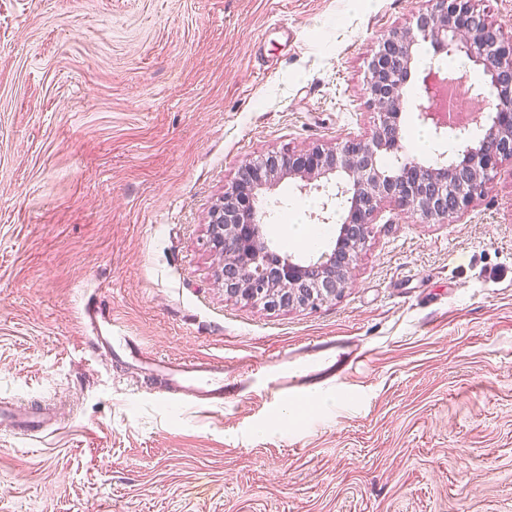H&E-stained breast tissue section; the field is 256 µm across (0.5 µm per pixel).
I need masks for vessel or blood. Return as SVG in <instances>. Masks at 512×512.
<instances>
[{
	"instance_id": "1",
	"label": "vessel or blood",
	"mask_w": 512,
	"mask_h": 512,
	"mask_svg": "<svg viewBox=\"0 0 512 512\" xmlns=\"http://www.w3.org/2000/svg\"><path fill=\"white\" fill-rule=\"evenodd\" d=\"M87 316L91 326L90 343L97 353L108 358L121 357L139 366L148 375L159 377V390L177 401L220 407L226 398L235 393V385L224 381L222 362L168 363L143 349L131 337L114 334L109 314L96 309L88 311ZM302 378L298 364L291 359L281 362L276 369L273 385L278 389L288 385L294 387ZM62 419V414L47 401L21 402L0 398V433L34 440Z\"/></svg>"
}]
</instances>
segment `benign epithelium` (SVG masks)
I'll return each instance as SVG.
<instances>
[{
    "label": "benign epithelium",
    "instance_id": "benign-epithelium-1",
    "mask_svg": "<svg viewBox=\"0 0 512 512\" xmlns=\"http://www.w3.org/2000/svg\"><path fill=\"white\" fill-rule=\"evenodd\" d=\"M429 41L435 55L454 47L483 67L486 81L478 97L493 104L489 113H473L465 122L443 120L439 103L445 86L435 64L424 70L413 112L431 123L435 138L461 144L457 160L440 153L432 163L401 156L404 87L411 73L413 47ZM365 93L379 114L368 135H353L336 149L317 144L293 152L272 153L238 170L224 204L211 213L208 245L218 257L215 274L225 293L276 311L293 306L318 308L348 287L350 270L366 242L369 226L386 204L413 210L427 219L448 222L484 198L503 163L512 161V38L504 37L471 0H432L417 14L416 29L391 30L378 41L369 65ZM482 131L476 138L470 125ZM289 177L300 189L324 193V213L333 199H346V214L333 249L308 262L271 250L257 223L260 195Z\"/></svg>",
    "mask_w": 512,
    "mask_h": 512
}]
</instances>
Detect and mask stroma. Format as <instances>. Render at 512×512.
<instances>
[{
    "label": "stroma",
    "mask_w": 512,
    "mask_h": 512,
    "mask_svg": "<svg viewBox=\"0 0 512 512\" xmlns=\"http://www.w3.org/2000/svg\"><path fill=\"white\" fill-rule=\"evenodd\" d=\"M426 0H0V398L65 399L0 434V512H512V162L442 223L384 208L318 309L229 298L210 213L239 168L371 132L378 39ZM320 193L258 204L271 249ZM101 305L152 353L224 361L223 407L96 364ZM362 353L335 384L273 364Z\"/></svg>",
    "instance_id": "obj_1"
}]
</instances>
